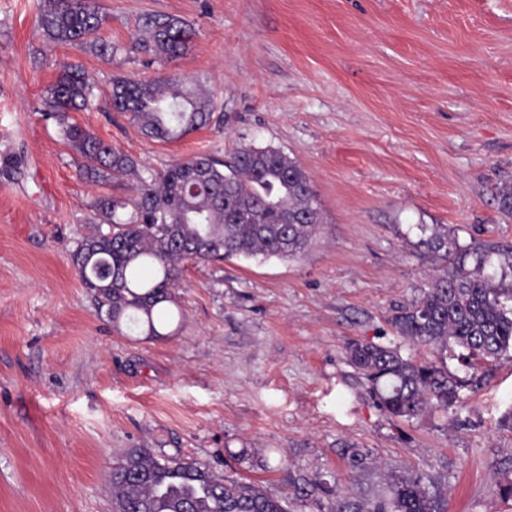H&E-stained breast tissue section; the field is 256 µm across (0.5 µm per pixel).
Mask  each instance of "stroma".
<instances>
[{
	"label": "stroma",
	"mask_w": 512,
	"mask_h": 512,
	"mask_svg": "<svg viewBox=\"0 0 512 512\" xmlns=\"http://www.w3.org/2000/svg\"><path fill=\"white\" fill-rule=\"evenodd\" d=\"M37 4L0 0V512H112V466L131 448L259 482L288 512L416 475L448 512H512V350L449 361L468 387L413 423L381 410L345 352L397 341L392 315L443 265L426 232L495 246V272L512 247V0H100L101 35L124 48L145 13L194 27L179 59L150 67L48 39ZM63 61L98 95L73 120L139 171L281 149L317 193L311 247L183 263L168 335L114 328L72 252L99 231L93 201L137 179L83 178L42 115ZM174 72L216 97L222 123L163 143L104 111L113 75Z\"/></svg>",
	"instance_id": "stroma-1"
}]
</instances>
